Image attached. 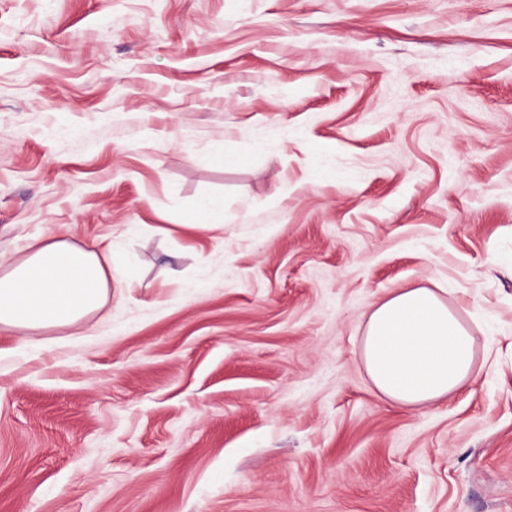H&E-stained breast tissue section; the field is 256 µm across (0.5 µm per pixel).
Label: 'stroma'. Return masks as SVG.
I'll return each mask as SVG.
<instances>
[{"label": "stroma", "instance_id": "35a3bbf8", "mask_svg": "<svg viewBox=\"0 0 512 512\" xmlns=\"http://www.w3.org/2000/svg\"><path fill=\"white\" fill-rule=\"evenodd\" d=\"M50 235L127 278L0 326V512H512V0H0V265ZM415 287L489 354L422 410ZM442 292L400 289L370 311L363 363L376 389L395 405H434L465 389L474 377L476 336Z\"/></svg>", "mask_w": 512, "mask_h": 512}]
</instances>
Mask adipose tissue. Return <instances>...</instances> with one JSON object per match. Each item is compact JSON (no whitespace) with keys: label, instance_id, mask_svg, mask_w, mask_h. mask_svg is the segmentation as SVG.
Here are the masks:
<instances>
[{"label":"adipose tissue","instance_id":"adipose-tissue-1","mask_svg":"<svg viewBox=\"0 0 512 512\" xmlns=\"http://www.w3.org/2000/svg\"><path fill=\"white\" fill-rule=\"evenodd\" d=\"M120 275L112 253L58 236L35 239L0 270V325L20 330L83 325L104 306ZM362 357L384 398L421 409L470 384L477 340L439 289L404 288L373 306Z\"/></svg>","mask_w":512,"mask_h":512}]
</instances>
